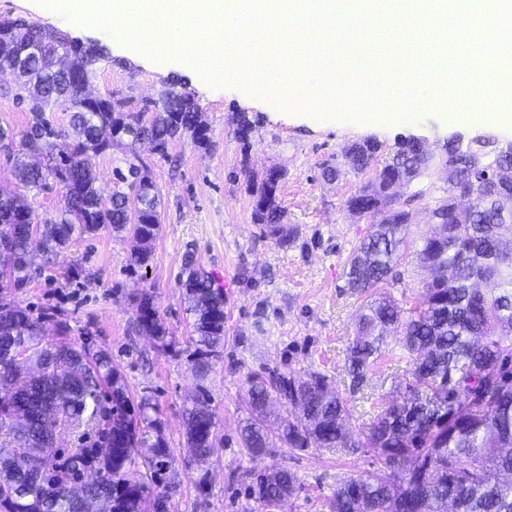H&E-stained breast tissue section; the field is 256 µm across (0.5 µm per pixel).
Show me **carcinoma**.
Listing matches in <instances>:
<instances>
[{
    "label": "carcinoma",
    "mask_w": 512,
    "mask_h": 512,
    "mask_svg": "<svg viewBox=\"0 0 512 512\" xmlns=\"http://www.w3.org/2000/svg\"><path fill=\"white\" fill-rule=\"evenodd\" d=\"M54 48L45 32L22 18L0 17V68L18 65L19 99L27 102L25 129L11 133L16 189L0 190V512H169L157 510L168 500V485L160 473L174 469V456L151 397L134 402L123 374L109 351L97 343L60 341L42 345V320L16 303L11 290L22 287L33 272L37 251L59 253L73 237H91L103 228L126 233L139 241L130 265L148 267L152 243L160 229L159 196L146 165L137 166L135 143L147 140L161 158L175 139L187 134L199 148L209 146L203 109L185 82L172 77L152 106L135 109L114 98L88 101L84 85L109 56L103 45L67 48L70 67L51 72L36 56L21 57L27 45ZM71 113L68 134L57 129L46 113ZM70 139L72 143L60 144ZM114 148L131 152L128 173L117 169L112 184H98L85 156ZM378 146L355 143L348 149L353 168L372 167ZM475 152L486 154L497 168L512 169V153L498 141L481 139ZM432 167L425 145L411 137L397 144L368 186L347 200L350 211L373 224L348 261L347 285L366 299L356 335L346 350L348 374L358 387L382 356L387 332L402 336L410 361L407 387L415 392L401 407L388 404L370 422L358 424L346 401L316 374L305 381L291 375L278 379L254 374L248 378L251 416L241 429L250 455H265L280 442L289 448H328L374 456L372 471L344 481L329 502L330 512H512V249L503 234L494 203L483 199L493 170L456 168L448 177L446 196L431 211L443 218L441 233L423 238L416 255L434 272L422 291V301L405 308L378 288L397 279L409 207L423 200L419 188L405 199H389V184ZM63 185L61 219H40L25 196L43 191L49 181ZM255 198L254 221L268 237L288 242L278 202L280 182L250 176ZM473 195L475 210L461 219L454 200ZM26 214L28 222H20ZM180 280L192 315L195 350L192 369L203 380L210 355L224 342V291L196 267L193 255L184 258ZM493 282L487 293L478 284ZM140 329L156 339L157 347L175 346L158 316L150 292L136 294ZM27 354L28 366L13 363L16 350ZM276 393L288 402L299 400L302 410L269 422L265 403ZM79 433L80 443L43 458L26 461L29 448H47L56 429ZM215 416L206 391L186 410V445L194 455L212 448ZM144 452L152 484L131 481L135 456ZM255 480L263 490L255 498L271 509L274 498L296 491V477L272 468Z\"/></svg>",
    "instance_id": "cac0c4a2"
}]
</instances>
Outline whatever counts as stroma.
Returning <instances> with one entry per match:
<instances>
[{
	"label": "stroma",
	"mask_w": 512,
	"mask_h": 512,
	"mask_svg": "<svg viewBox=\"0 0 512 512\" xmlns=\"http://www.w3.org/2000/svg\"><path fill=\"white\" fill-rule=\"evenodd\" d=\"M0 15L107 44L112 57L99 64L89 86L93 94L141 107L158 97L171 76L182 77L204 109L212 141L205 150L190 138L177 140L167 160L150 144L136 145L159 191L162 217L147 268L132 270L133 239L105 228L74 240L62 254L37 256L31 278L14 289V300L45 316L44 344L58 342L60 320L71 328L70 342H80L82 332L93 333L123 374L130 397L151 396L175 456L170 512H265L249 487L253 473L272 466L288 469L298 483L281 512H330L336 489L371 469L370 456L280 444L273 454L256 457L243 448L240 427L249 416L247 379L256 373L302 380L324 374L364 421L380 404L406 395L401 381L408 358L393 334L362 390H349L345 353L364 301L347 288L346 271L371 225L346 206L369 181L367 173L352 168L346 151L352 143L371 140L383 158L399 139L416 136L437 153L456 134L510 140L512 124L482 120L493 105L485 95L452 109L421 108L408 117L395 107L377 117H349L338 107L322 115L307 110V96L258 95L243 81L215 79L179 54L144 52L43 0H0ZM241 112L256 123L246 143L236 134ZM272 166L284 172L279 196L284 222L293 230L285 244L269 239L253 219L248 176ZM429 213L422 201L411 208L407 246L395 268L400 279L390 289L411 306L432 278L415 257L422 238L434 230ZM189 251L216 282H233L224 308V345L203 380L192 371L191 320L179 286ZM143 289L152 293L175 336L174 348L160 350L139 331L135 295ZM202 389L217 419V443L203 463L189 454L185 427V409Z\"/></svg>",
	"instance_id": "obj_1"
}]
</instances>
